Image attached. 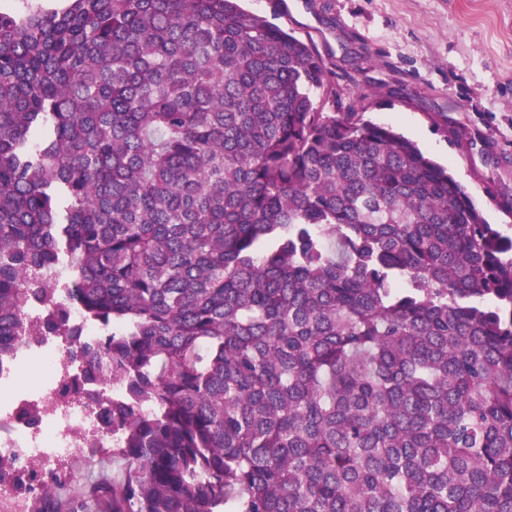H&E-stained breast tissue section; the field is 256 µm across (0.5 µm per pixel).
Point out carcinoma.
<instances>
[{"instance_id": "1", "label": "carcinoma", "mask_w": 512, "mask_h": 512, "mask_svg": "<svg viewBox=\"0 0 512 512\" xmlns=\"http://www.w3.org/2000/svg\"><path fill=\"white\" fill-rule=\"evenodd\" d=\"M333 74L239 0L0 7V362L120 389L32 512H512V236Z\"/></svg>"}]
</instances>
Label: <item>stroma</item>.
<instances>
[{"instance_id": "obj_1", "label": "stroma", "mask_w": 512, "mask_h": 512, "mask_svg": "<svg viewBox=\"0 0 512 512\" xmlns=\"http://www.w3.org/2000/svg\"><path fill=\"white\" fill-rule=\"evenodd\" d=\"M335 65L357 103L448 166L512 235V0H242Z\"/></svg>"}]
</instances>
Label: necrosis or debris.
<instances>
[{"label": "necrosis or debris", "mask_w": 512, "mask_h": 512, "mask_svg": "<svg viewBox=\"0 0 512 512\" xmlns=\"http://www.w3.org/2000/svg\"><path fill=\"white\" fill-rule=\"evenodd\" d=\"M68 345L65 336L41 344L24 340L12 367L0 370V461L23 467L33 460L47 472L86 449L111 447L112 432L103 428L98 405L66 387ZM25 368L39 372L31 393L15 382Z\"/></svg>", "instance_id": "4bbe7bcc"}]
</instances>
